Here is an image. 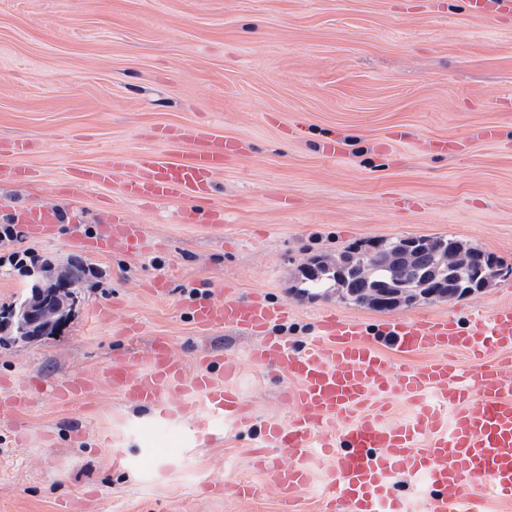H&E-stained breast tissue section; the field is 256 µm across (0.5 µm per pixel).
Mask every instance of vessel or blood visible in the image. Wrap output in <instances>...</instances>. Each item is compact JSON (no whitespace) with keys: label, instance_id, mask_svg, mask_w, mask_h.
Wrapping results in <instances>:
<instances>
[{"label":"vessel or blood","instance_id":"1","mask_svg":"<svg viewBox=\"0 0 512 512\" xmlns=\"http://www.w3.org/2000/svg\"><path fill=\"white\" fill-rule=\"evenodd\" d=\"M158 139L191 143V151L169 161L150 152L130 158L114 152L101 163L80 169L66 191L80 193L87 184L108 185L123 175L121 195L150 205L160 200L181 203L183 221L196 222L193 199L211 193L228 159L241 154V142L222 133L195 127H160ZM8 223L24 225L32 238L51 234L64 215L55 208L17 207ZM76 242L95 251L121 250L132 256L151 251L142 225L126 223L113 211L110 223L100 225L94 238L75 234ZM293 308L272 304L265 296L214 299L192 303V321L211 333L219 329L257 339L245 356L257 369L284 374L294 385L286 393L295 416L284 425L265 428L254 453L267 483L287 503H294L311 486V458L333 459L321 489L324 512H403L391 484L406 472L421 480L431 493L418 512H484L488 497L512 501V303L495 305L475 316L467 328L448 318L412 315L383 323L370 339L361 323L329 310L316 321L315 332L301 350L272 327L287 322ZM435 351L424 366L390 367L387 355L409 356ZM467 354L473 368L455 367L453 354ZM198 371L174 355L165 338H155L142 363L118 358L105 378L129 404L168 414L172 396L204 403L208 418L240 425L251 421L248 405L227 380L238 373L236 360L206 350L199 354ZM224 382H216L213 366ZM86 380L73 376L54 386L59 402L79 399ZM413 406L404 424L385 422L392 399ZM345 454H338V446ZM290 463H283L281 453ZM475 493H468V486Z\"/></svg>","mask_w":512,"mask_h":512}]
</instances>
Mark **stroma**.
<instances>
[{
  "instance_id": "1",
  "label": "stroma",
  "mask_w": 512,
  "mask_h": 512,
  "mask_svg": "<svg viewBox=\"0 0 512 512\" xmlns=\"http://www.w3.org/2000/svg\"><path fill=\"white\" fill-rule=\"evenodd\" d=\"M499 127L494 143L469 141ZM160 126L213 129L243 142L198 201L224 212V241L182 224L176 204L145 207L116 187L93 185L77 198L73 172L108 153L174 150ZM334 133L342 155L322 153ZM26 138L25 154L0 151V169L27 167L35 182L0 179V208H60L54 238L26 231L0 239V256L30 251L89 272L74 315L56 333L0 343V378L31 392L23 436L0 419V512H57L90 489L86 512H283L277 490L249 453L264 428L295 410L287 376L242 365L230 388L253 421L211 440L192 428L197 406L169 419L125 403L98 372L152 337L169 338L188 368L203 346L238 355L252 337L204 334L190 318L200 287L266 293L294 312L278 334L302 347L321 313L333 310L369 330L392 316L429 314L459 326L512 301V9L472 13L467 0H0V140ZM468 141L461 154L418 151L417 141ZM291 209H282L281 198ZM144 225L157 245L138 258L72 244L70 228L95 230L113 205ZM454 237L493 253L494 284L474 296L378 311L338 295H296L300 267L351 244L404 237ZM163 278L157 297L149 283ZM111 306L94 318L99 306ZM140 323L128 341L126 320ZM89 380L84 399L48 396L73 374ZM258 486L253 500L209 496L215 481Z\"/></svg>"
}]
</instances>
